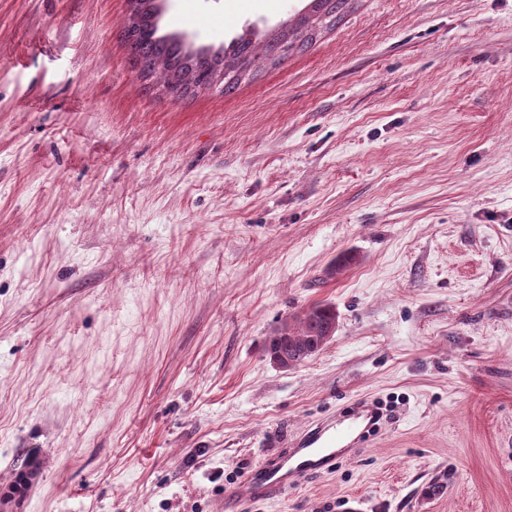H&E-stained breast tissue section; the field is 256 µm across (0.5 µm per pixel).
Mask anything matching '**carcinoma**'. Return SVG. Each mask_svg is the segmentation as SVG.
<instances>
[{
	"label": "carcinoma",
	"mask_w": 512,
	"mask_h": 512,
	"mask_svg": "<svg viewBox=\"0 0 512 512\" xmlns=\"http://www.w3.org/2000/svg\"><path fill=\"white\" fill-rule=\"evenodd\" d=\"M140 8L136 21H127L124 42L128 46L134 67H148L150 77L167 86L184 81L189 89L209 86L223 77L224 93L231 92L239 81V73L269 56H284L300 42L314 39L315 30L325 21H336L346 0H311L310 9L299 25L304 33H283L271 42H260L241 36L220 50L193 47L176 35L159 33L160 15L155 0H138ZM336 330V311L329 305H316L296 317L288 325L285 338L269 339L266 350L290 359L306 360L318 353Z\"/></svg>",
	"instance_id": "obj_1"
}]
</instances>
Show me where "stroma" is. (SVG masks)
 <instances>
[{
	"label": "stroma",
	"mask_w": 512,
	"mask_h": 512,
	"mask_svg": "<svg viewBox=\"0 0 512 512\" xmlns=\"http://www.w3.org/2000/svg\"><path fill=\"white\" fill-rule=\"evenodd\" d=\"M307 3L159 26L218 46ZM127 11L0 0V512H512V0H349L181 98ZM318 304L331 340L277 366ZM361 398L364 448L247 497ZM336 330V311L329 305H316L302 315L297 316L288 325L284 339L274 343L270 337L266 350L276 355L287 356L288 359L306 360L318 353L330 340Z\"/></svg>",
	"instance_id": "obj_1"
}]
</instances>
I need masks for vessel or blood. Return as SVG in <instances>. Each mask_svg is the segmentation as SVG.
<instances>
[{"label":"vessel or blood","mask_w":512,"mask_h":512,"mask_svg":"<svg viewBox=\"0 0 512 512\" xmlns=\"http://www.w3.org/2000/svg\"><path fill=\"white\" fill-rule=\"evenodd\" d=\"M382 418L368 401L350 405L339 420H326L307 431L296 447L284 449L247 479L250 498H274L301 479L331 467L340 448L363 446Z\"/></svg>","instance_id":"vessel-or-blood-1"}]
</instances>
